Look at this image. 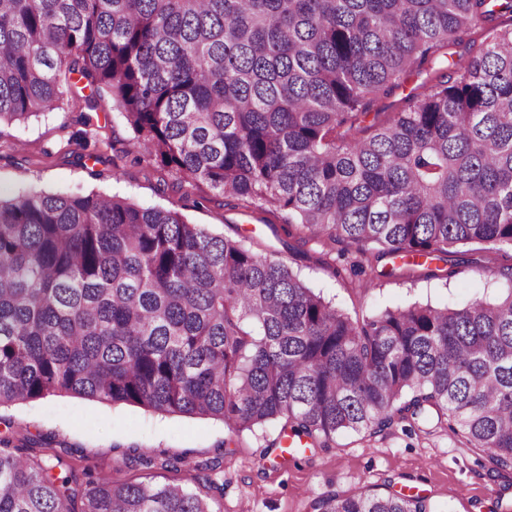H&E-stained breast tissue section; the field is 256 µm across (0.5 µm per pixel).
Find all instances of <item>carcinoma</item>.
<instances>
[{
	"label": "carcinoma",
	"mask_w": 512,
	"mask_h": 512,
	"mask_svg": "<svg viewBox=\"0 0 512 512\" xmlns=\"http://www.w3.org/2000/svg\"><path fill=\"white\" fill-rule=\"evenodd\" d=\"M512 0H0V124L106 88L134 147L312 240L448 262L512 249ZM466 65L361 127L440 48ZM56 394L280 424L305 447L437 417L512 474V286L361 321L280 259L117 195L0 197V407ZM0 450V512H220L178 484L78 481ZM316 512H432L397 492Z\"/></svg>",
	"instance_id": "cac0c4a2"
}]
</instances>
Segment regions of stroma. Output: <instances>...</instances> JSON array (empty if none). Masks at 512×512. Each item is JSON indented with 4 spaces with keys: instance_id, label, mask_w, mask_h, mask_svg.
<instances>
[{
    "instance_id": "1",
    "label": "stroma",
    "mask_w": 512,
    "mask_h": 512,
    "mask_svg": "<svg viewBox=\"0 0 512 512\" xmlns=\"http://www.w3.org/2000/svg\"><path fill=\"white\" fill-rule=\"evenodd\" d=\"M480 44V36L467 35L440 49L400 88L378 95L373 111H397L406 95L446 74L448 61L468 60ZM86 94L76 83L56 109L0 126V196L32 188L118 194L177 211L191 223L244 240L259 255L287 261L311 288L357 319L415 303L460 308L494 300L507 286L502 272L512 266V250L468 245L432 271L399 268L385 277L367 270L368 288H355L348 264L339 259L344 245L302 240L284 231L281 213L244 208L207 185L188 184L169 168L137 160L132 131L111 96H98L92 112ZM278 432L269 424L233 433L216 419L64 395L0 408V441H8L11 451L41 462L49 448L75 468L91 466L115 483H174L203 495L205 475L195 466L221 457L222 512H312L315 498L336 492L419 494L435 512H489L496 498L512 499V478L490 479L478 451L443 427L429 433L398 421L378 435L346 433L293 457L263 458ZM137 452L179 456L184 463L177 472L129 464Z\"/></svg>"
}]
</instances>
